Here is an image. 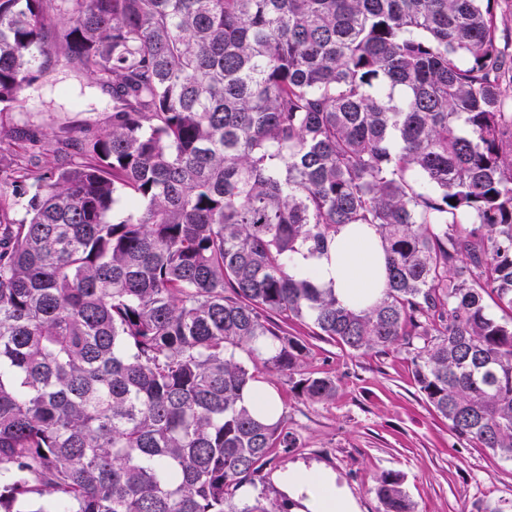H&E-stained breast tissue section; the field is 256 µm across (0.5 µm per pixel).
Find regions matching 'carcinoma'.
Instances as JSON below:
<instances>
[{
    "mask_svg": "<svg viewBox=\"0 0 512 512\" xmlns=\"http://www.w3.org/2000/svg\"><path fill=\"white\" fill-rule=\"evenodd\" d=\"M496 2L0 0L1 113L50 56L112 93L108 125L49 148L0 119V512H288L240 489L299 447L252 383L336 397L290 320L405 346L452 435L512 462ZM344 224L385 252L367 309L291 270ZM374 490L414 512L399 473Z\"/></svg>",
    "mask_w": 512,
    "mask_h": 512,
    "instance_id": "1",
    "label": "carcinoma"
}]
</instances>
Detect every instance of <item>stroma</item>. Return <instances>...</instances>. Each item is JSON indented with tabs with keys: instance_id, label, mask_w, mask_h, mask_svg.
Listing matches in <instances>:
<instances>
[{
	"instance_id": "1",
	"label": "stroma",
	"mask_w": 512,
	"mask_h": 512,
	"mask_svg": "<svg viewBox=\"0 0 512 512\" xmlns=\"http://www.w3.org/2000/svg\"><path fill=\"white\" fill-rule=\"evenodd\" d=\"M20 110L19 128L47 142L65 127L94 132L105 126L112 95L60 62L24 90ZM288 332L307 343L306 370L335 379L337 393L328 403L307 402L292 392L287 376L272 375L288 425L300 436L299 448L277 466L305 460L331 468L361 512H381L374 485L386 471L403 475L415 512H477L478 503L512 495V462L457 442L418 391L404 347L361 354L313 336L298 322L289 323Z\"/></svg>"
}]
</instances>
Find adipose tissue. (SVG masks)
Returning a JSON list of instances; mask_svg holds the SVG:
<instances>
[{
    "label": "adipose tissue",
    "mask_w": 512,
    "mask_h": 512,
    "mask_svg": "<svg viewBox=\"0 0 512 512\" xmlns=\"http://www.w3.org/2000/svg\"><path fill=\"white\" fill-rule=\"evenodd\" d=\"M385 253L375 227L368 224L340 226L327 254L301 252L294 259L300 271H312L321 286H334L344 304L364 308L385 288ZM275 486L287 498L301 503L300 512H359V505L334 471L314 462L298 460L278 469Z\"/></svg>",
    "instance_id": "ef3b65f1"
}]
</instances>
